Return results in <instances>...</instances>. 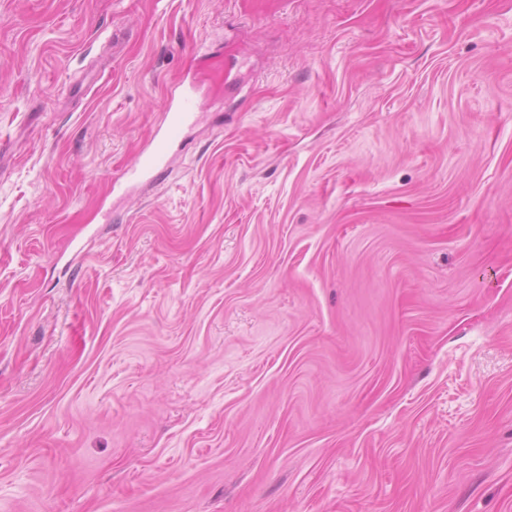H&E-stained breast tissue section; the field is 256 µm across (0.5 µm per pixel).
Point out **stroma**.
<instances>
[{
  "label": "stroma",
  "mask_w": 512,
  "mask_h": 512,
  "mask_svg": "<svg viewBox=\"0 0 512 512\" xmlns=\"http://www.w3.org/2000/svg\"><path fill=\"white\" fill-rule=\"evenodd\" d=\"M0 512H512V0H0ZM196 96L191 81L183 80L173 86L166 98L159 128L122 177L130 175L137 180L152 182L162 177L172 149L185 141V130L195 116Z\"/></svg>",
  "instance_id": "stroma-1"
}]
</instances>
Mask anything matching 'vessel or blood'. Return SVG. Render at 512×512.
Instances as JSON below:
<instances>
[{"label": "vessel or blood", "instance_id": "b4317fda", "mask_svg": "<svg viewBox=\"0 0 512 512\" xmlns=\"http://www.w3.org/2000/svg\"><path fill=\"white\" fill-rule=\"evenodd\" d=\"M195 107L196 88L193 82L184 81L174 85L166 98L159 128L127 168V175L152 182L160 179L172 149L185 140L184 133L193 121Z\"/></svg>", "mask_w": 512, "mask_h": 512}]
</instances>
